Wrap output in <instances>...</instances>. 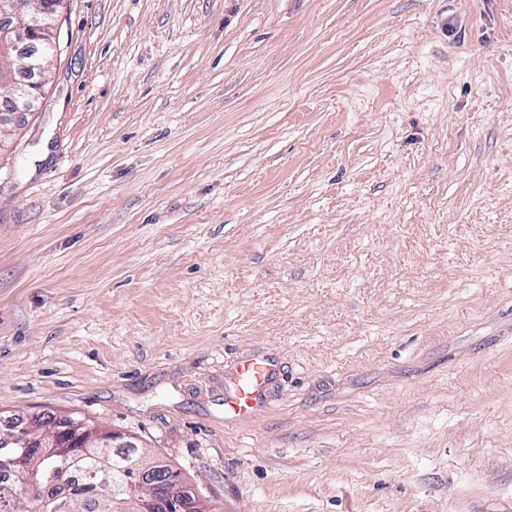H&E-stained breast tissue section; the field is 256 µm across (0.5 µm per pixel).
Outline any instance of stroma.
<instances>
[{"instance_id": "35a3bbf8", "label": "stroma", "mask_w": 512, "mask_h": 512, "mask_svg": "<svg viewBox=\"0 0 512 512\" xmlns=\"http://www.w3.org/2000/svg\"><path fill=\"white\" fill-rule=\"evenodd\" d=\"M57 37L0 130V415L219 512H512V0H63ZM42 87H35L32 89H26L21 87H15L13 89V100L6 104L1 101L0 103V123H11L12 115L21 114L25 111L24 106L30 98H40L42 96ZM274 364L261 354L249 355L235 363L224 380V408L232 418L248 415L266 390ZM137 456V462L132 464L135 478L134 485L150 491L152 485L149 484V481L152 479V476L156 473V471L159 470L158 464L155 461L156 458L144 452L138 454Z\"/></svg>"}]
</instances>
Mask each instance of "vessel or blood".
Instances as JSON below:
<instances>
[{"label": "vessel or blood", "mask_w": 512, "mask_h": 512, "mask_svg": "<svg viewBox=\"0 0 512 512\" xmlns=\"http://www.w3.org/2000/svg\"><path fill=\"white\" fill-rule=\"evenodd\" d=\"M274 374L271 360L249 355L235 363L224 380V408L231 417L252 412Z\"/></svg>", "instance_id": "b4317fda"}]
</instances>
